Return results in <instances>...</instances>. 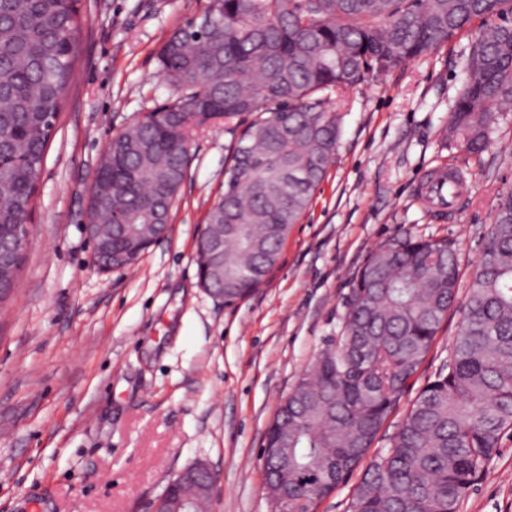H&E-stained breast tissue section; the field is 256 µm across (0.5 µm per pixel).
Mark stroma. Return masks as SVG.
<instances>
[{
  "instance_id": "1",
  "label": "stroma",
  "mask_w": 512,
  "mask_h": 512,
  "mask_svg": "<svg viewBox=\"0 0 512 512\" xmlns=\"http://www.w3.org/2000/svg\"><path fill=\"white\" fill-rule=\"evenodd\" d=\"M203 5L80 2V60L51 134L25 263L0 305V512H152L169 480L196 462L216 477L211 512H280L265 491L266 428L340 334L362 266L404 234L453 244L459 298L374 449L388 446L449 359L496 197L512 188V112L496 113L484 152L443 140L479 19L406 65L331 94L341 122L335 161L248 299L214 300L196 264L228 147L248 114L199 135L165 237L127 270L93 266L84 215L97 163L111 136L169 101L157 50ZM442 168L465 182L446 210L424 197ZM462 512H512V437Z\"/></svg>"
}]
</instances>
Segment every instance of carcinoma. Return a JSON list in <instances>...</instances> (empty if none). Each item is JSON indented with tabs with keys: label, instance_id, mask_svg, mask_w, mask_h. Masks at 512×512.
<instances>
[{
	"label": "carcinoma",
	"instance_id": "obj_1",
	"mask_svg": "<svg viewBox=\"0 0 512 512\" xmlns=\"http://www.w3.org/2000/svg\"><path fill=\"white\" fill-rule=\"evenodd\" d=\"M78 0H0V239L32 212L50 132L78 60ZM486 20L465 62L448 136L477 153L494 112L512 105V0H206L158 50L170 101L112 137L87 212L122 258L125 224L170 222L198 133L249 113L228 149L224 193L204 237L224 233V304L267 279L334 161L336 111L319 94L407 64ZM24 256L0 266V302ZM459 283L441 238L405 236L360 270L340 336L316 359L266 433L289 457L290 512L319 501L366 458L407 391ZM512 435V190L494 205L448 362L418 393L389 446L370 460L351 512H461L505 434Z\"/></svg>",
	"mask_w": 512,
	"mask_h": 512
}]
</instances>
